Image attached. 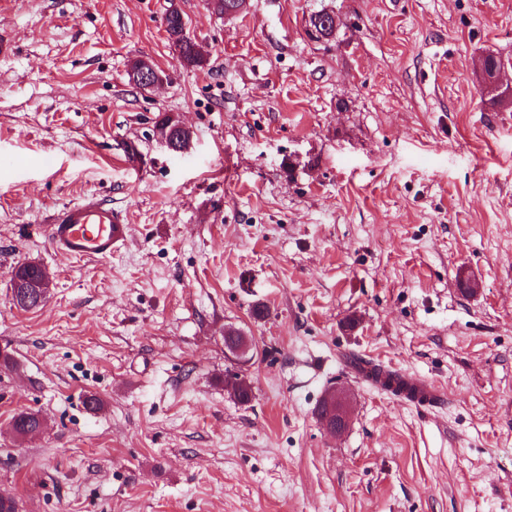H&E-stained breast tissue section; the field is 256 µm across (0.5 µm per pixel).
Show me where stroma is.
Segmentation results:
<instances>
[{
  "label": "stroma",
  "mask_w": 512,
  "mask_h": 512,
  "mask_svg": "<svg viewBox=\"0 0 512 512\" xmlns=\"http://www.w3.org/2000/svg\"><path fill=\"white\" fill-rule=\"evenodd\" d=\"M173 2L204 68L172 53ZM210 2L0 0V496L512 512V101L478 74L495 55L512 89V0H248L233 19ZM325 11L335 36L310 38ZM140 57L160 85L129 84ZM165 114L185 151L153 139ZM88 196L130 232L72 260L45 224ZM27 261L51 278L37 310L9 288ZM230 327L250 363L226 354ZM356 360L442 400L404 404ZM334 388L352 406L339 436L316 414ZM23 411L43 433L13 434Z\"/></svg>",
  "instance_id": "obj_1"
}]
</instances>
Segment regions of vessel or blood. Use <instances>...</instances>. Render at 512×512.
I'll use <instances>...</instances> for the list:
<instances>
[{"label": "vessel or blood", "instance_id": "obj_1", "mask_svg": "<svg viewBox=\"0 0 512 512\" xmlns=\"http://www.w3.org/2000/svg\"><path fill=\"white\" fill-rule=\"evenodd\" d=\"M128 231L122 213L95 198L64 206L45 228L55 251L79 260L111 256L114 244L124 240ZM401 397L417 407L432 406L441 399L434 385L417 379L408 380Z\"/></svg>", "mask_w": 512, "mask_h": 512}]
</instances>
